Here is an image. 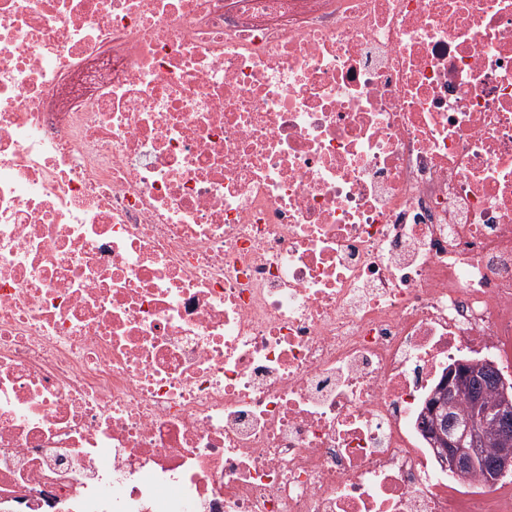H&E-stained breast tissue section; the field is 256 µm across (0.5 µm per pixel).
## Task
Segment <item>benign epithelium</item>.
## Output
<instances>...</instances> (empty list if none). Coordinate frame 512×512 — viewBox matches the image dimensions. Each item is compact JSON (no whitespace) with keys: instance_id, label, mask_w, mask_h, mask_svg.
Masks as SVG:
<instances>
[{"instance_id":"benign-epithelium-1","label":"benign epithelium","mask_w":512,"mask_h":512,"mask_svg":"<svg viewBox=\"0 0 512 512\" xmlns=\"http://www.w3.org/2000/svg\"><path fill=\"white\" fill-rule=\"evenodd\" d=\"M488 360H456L429 398L422 421L442 471L463 478L479 471L492 485L512 466V396ZM466 411L450 427L448 418Z\"/></svg>"}]
</instances>
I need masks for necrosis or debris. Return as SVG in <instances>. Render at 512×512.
<instances>
[{
	"label": "necrosis or debris",
	"instance_id": "necrosis-or-debris-1",
	"mask_svg": "<svg viewBox=\"0 0 512 512\" xmlns=\"http://www.w3.org/2000/svg\"><path fill=\"white\" fill-rule=\"evenodd\" d=\"M512 363V0H0V512H504L418 423Z\"/></svg>",
	"mask_w": 512,
	"mask_h": 512
}]
</instances>
